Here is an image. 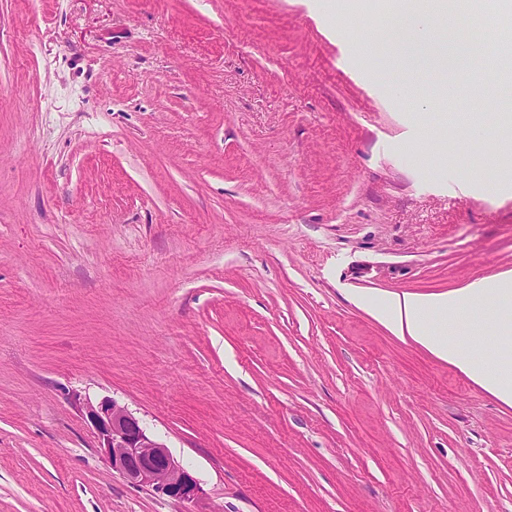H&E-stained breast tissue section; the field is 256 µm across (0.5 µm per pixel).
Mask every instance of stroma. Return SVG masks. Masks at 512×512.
<instances>
[{"label":"stroma","instance_id":"stroma-1","mask_svg":"<svg viewBox=\"0 0 512 512\" xmlns=\"http://www.w3.org/2000/svg\"><path fill=\"white\" fill-rule=\"evenodd\" d=\"M380 0H0V512H512V406L350 300L512 271V94L407 69ZM487 312L440 323L485 355ZM94 428L99 448L112 467L132 485L159 497L191 504L193 512H212L203 502L197 479L173 457L168 446L149 434L140 420L115 400L80 402Z\"/></svg>","mask_w":512,"mask_h":512}]
</instances>
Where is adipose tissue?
I'll use <instances>...</instances> for the list:
<instances>
[{"mask_svg":"<svg viewBox=\"0 0 512 512\" xmlns=\"http://www.w3.org/2000/svg\"><path fill=\"white\" fill-rule=\"evenodd\" d=\"M431 17V0H413L409 11L390 29L389 39L407 65L433 69L445 75L462 66L465 59L454 53L426 55L425 49L430 43L444 44L456 38L454 31L433 28ZM354 301L395 334L409 337L439 359L458 366L488 393L505 404H512V271L438 296L391 293L377 303L369 294L360 293L355 295ZM466 308L492 312L494 319L490 332L494 351L491 356L470 357L447 338L428 331L426 323L430 318L450 317Z\"/></svg>","mask_w":512,"mask_h":512,"instance_id":"ef3b65f1","label":"adipose tissue"}]
</instances>
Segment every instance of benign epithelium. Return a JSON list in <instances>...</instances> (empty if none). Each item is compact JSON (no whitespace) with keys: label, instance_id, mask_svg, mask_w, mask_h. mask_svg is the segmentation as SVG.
Instances as JSON below:
<instances>
[{"label":"benign epithelium","instance_id":"7a95c632","mask_svg":"<svg viewBox=\"0 0 512 512\" xmlns=\"http://www.w3.org/2000/svg\"><path fill=\"white\" fill-rule=\"evenodd\" d=\"M80 405L112 470L132 485L192 505L193 512H212L204 506L197 479L127 407L113 399L97 403L85 399Z\"/></svg>","mask_w":512,"mask_h":512}]
</instances>
